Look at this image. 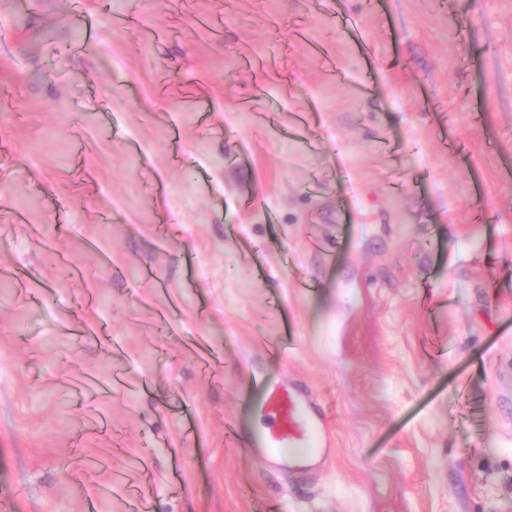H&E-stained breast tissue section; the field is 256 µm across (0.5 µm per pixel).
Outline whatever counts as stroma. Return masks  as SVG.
I'll return each instance as SVG.
<instances>
[{"label":"stroma","instance_id":"1","mask_svg":"<svg viewBox=\"0 0 512 512\" xmlns=\"http://www.w3.org/2000/svg\"><path fill=\"white\" fill-rule=\"evenodd\" d=\"M509 239L512 0H0V512H512ZM255 384L264 391L260 405L269 420L267 432L257 441L267 462L307 463L330 452L325 413L309 394L288 385Z\"/></svg>","mask_w":512,"mask_h":512}]
</instances>
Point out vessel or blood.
I'll return each instance as SVG.
<instances>
[{"label": "vessel or blood", "mask_w": 512, "mask_h": 512, "mask_svg": "<svg viewBox=\"0 0 512 512\" xmlns=\"http://www.w3.org/2000/svg\"><path fill=\"white\" fill-rule=\"evenodd\" d=\"M260 405L269 420L258 441L267 462L307 463L330 452L333 443L325 414L309 394L285 385L268 387Z\"/></svg>", "instance_id": "1"}]
</instances>
